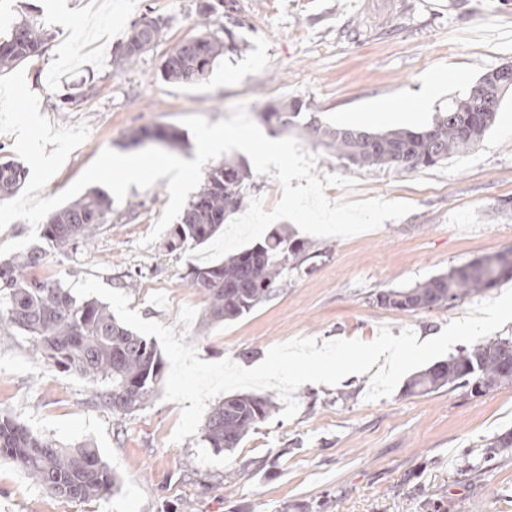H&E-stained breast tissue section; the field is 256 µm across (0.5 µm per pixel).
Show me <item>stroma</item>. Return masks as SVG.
<instances>
[{"mask_svg":"<svg viewBox=\"0 0 512 512\" xmlns=\"http://www.w3.org/2000/svg\"><path fill=\"white\" fill-rule=\"evenodd\" d=\"M146 14L166 19L165 31L137 64L120 67L118 47ZM28 18L47 38L22 64L41 114L56 127L90 128L42 190L45 198L70 186L103 148L134 153L130 134L142 126L179 129L183 143L173 153L186 160L195 157V140L182 118L213 124L239 104L271 139L285 133L264 121V110L294 98L315 104L335 127L415 129L470 82L512 62V0H224L214 15L202 14L199 0H0V38ZM228 30L242 49L219 56L206 80L162 78L177 44ZM434 72L454 80L429 111L395 109L415 102ZM63 94L72 101L60 109ZM293 135L316 155L317 177L357 178L350 190L327 187L330 201L378 197L409 202L412 212L348 238H318L276 221L273 230L304 243L315 260L289 270L277 296L233 321H179L182 307L201 312L206 303L188 285L199 257L168 251L152 236L169 201L164 177L145 190L130 187L89 247L48 251L32 276L97 277L127 295L142 319L186 332L200 359L247 368L301 336L369 342L385 326L396 336L409 328L433 338L484 298L512 290L506 279L488 295L432 311L373 300L512 247V210L500 208L512 197V94L478 146L416 171L348 166L304 129ZM370 379L304 384L293 419L273 413L239 448L219 452L197 434L172 442L181 406L165 401L163 390L132 414H113L92 403L85 380L35 358L28 336L0 335V410L63 446L93 443L118 479L106 498L61 500L3 459L0 512H51L56 504L62 512H512V452L471 472L464 465L470 449L512 430V385L473 398L445 388L412 396L400 384L369 402Z\"/></svg>","mask_w":512,"mask_h":512,"instance_id":"obj_1","label":"stroma"}]
</instances>
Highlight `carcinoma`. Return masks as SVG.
Masks as SVG:
<instances>
[{"label":"carcinoma","mask_w":512,"mask_h":512,"mask_svg":"<svg viewBox=\"0 0 512 512\" xmlns=\"http://www.w3.org/2000/svg\"><path fill=\"white\" fill-rule=\"evenodd\" d=\"M166 21L141 17L120 46L119 64L132 65L163 35ZM45 35L35 19L15 24L0 40V69L12 67L41 52ZM178 44L166 57L161 75L184 84L206 80L215 60L238 49L232 31L224 40L207 34ZM502 101L486 107L466 92L432 124L420 129L374 131L327 125L310 103L294 98L271 106L264 120L280 128L302 127L346 165L372 169L395 167L417 170L435 166L452 155L469 152L494 125ZM180 140L174 129L141 127L132 141H160L171 147ZM25 171L12 160H0V197L22 184ZM252 178L245 163L226 160L209 169L202 189L193 197L173 229L168 246L182 250L212 238L226 218L242 204L246 182ZM108 196L94 191L52 212L45 224L46 247L34 246L0 265V331L29 336L35 356L75 374L89 384L97 404L117 414H132L153 396L162 378L163 361L152 342L122 325L108 307L93 299L79 300L57 281L27 275L53 249L75 253L89 244L95 229L109 220ZM305 246L274 233L262 244L230 255L208 267L196 266L188 283L206 301L209 322L233 321L261 302L276 296L288 269L303 265ZM512 277V249L484 255L412 288L376 295L377 304L402 311L446 308L469 296L483 294L502 279ZM512 385V339L464 347L428 366L407 383L410 394L444 387L462 388L481 397ZM268 396L238 394L216 405L202 429V441L217 451H231L275 409ZM512 449V430L493 437L477 455L484 461ZM0 458L18 464L38 486L64 498L95 500L117 489L116 476L89 443L64 447L30 430L0 411Z\"/></svg>","instance_id":"obj_1"}]
</instances>
